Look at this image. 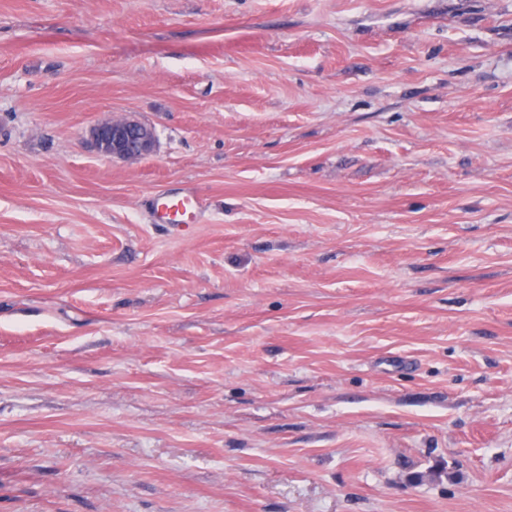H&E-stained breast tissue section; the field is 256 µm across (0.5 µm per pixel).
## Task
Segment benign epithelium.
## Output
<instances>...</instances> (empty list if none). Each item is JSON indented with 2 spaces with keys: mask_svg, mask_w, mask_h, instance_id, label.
Returning <instances> with one entry per match:
<instances>
[{
  "mask_svg": "<svg viewBox=\"0 0 512 512\" xmlns=\"http://www.w3.org/2000/svg\"><path fill=\"white\" fill-rule=\"evenodd\" d=\"M89 134L94 150L107 158L139 160L151 155L155 149L153 128L128 117L103 120L93 125Z\"/></svg>",
  "mask_w": 512,
  "mask_h": 512,
  "instance_id": "7a95c632",
  "label": "benign epithelium"
}]
</instances>
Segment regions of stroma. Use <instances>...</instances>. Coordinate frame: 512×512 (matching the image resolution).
I'll use <instances>...</instances> for the list:
<instances>
[{"instance_id":"1","label":"stroma","mask_w":512,"mask_h":512,"mask_svg":"<svg viewBox=\"0 0 512 512\" xmlns=\"http://www.w3.org/2000/svg\"><path fill=\"white\" fill-rule=\"evenodd\" d=\"M0 512H512V0H0ZM90 140L101 156L120 160H139L155 149L153 128L139 120H103L90 128ZM200 208V198L190 191L162 202L157 207V216L164 223L179 224L185 222L190 215L193 219L196 218Z\"/></svg>"}]
</instances>
